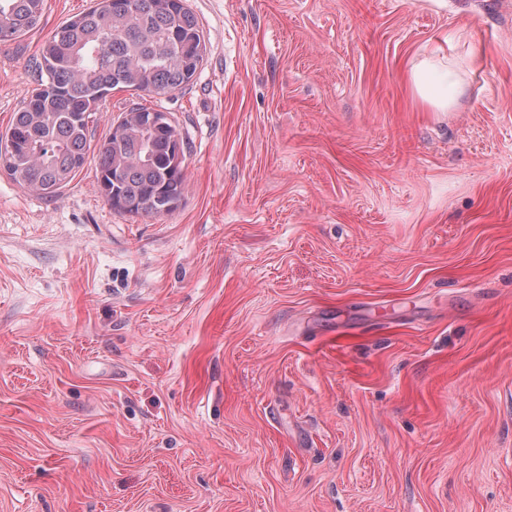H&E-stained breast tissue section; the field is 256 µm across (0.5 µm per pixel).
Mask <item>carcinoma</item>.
I'll list each match as a JSON object with an SVG mask.
<instances>
[{"instance_id":"carcinoma-1","label":"carcinoma","mask_w":512,"mask_h":512,"mask_svg":"<svg viewBox=\"0 0 512 512\" xmlns=\"http://www.w3.org/2000/svg\"><path fill=\"white\" fill-rule=\"evenodd\" d=\"M44 0H0V43L41 21ZM206 45L183 0H94L40 51L36 86L0 134V169L31 192L52 195L82 169L90 123L115 89L165 95L187 84ZM183 141L167 113L136 108L96 150L101 195L131 215L161 216L185 198Z\"/></svg>"}]
</instances>
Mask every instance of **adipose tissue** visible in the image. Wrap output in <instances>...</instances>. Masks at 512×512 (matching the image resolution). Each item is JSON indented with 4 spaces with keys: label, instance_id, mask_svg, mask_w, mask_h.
<instances>
[{
    "label": "adipose tissue",
    "instance_id": "obj_1",
    "mask_svg": "<svg viewBox=\"0 0 512 512\" xmlns=\"http://www.w3.org/2000/svg\"><path fill=\"white\" fill-rule=\"evenodd\" d=\"M409 82L415 97L431 112L450 111L464 94L454 64L445 62L443 54L437 51L413 63Z\"/></svg>",
    "mask_w": 512,
    "mask_h": 512
}]
</instances>
